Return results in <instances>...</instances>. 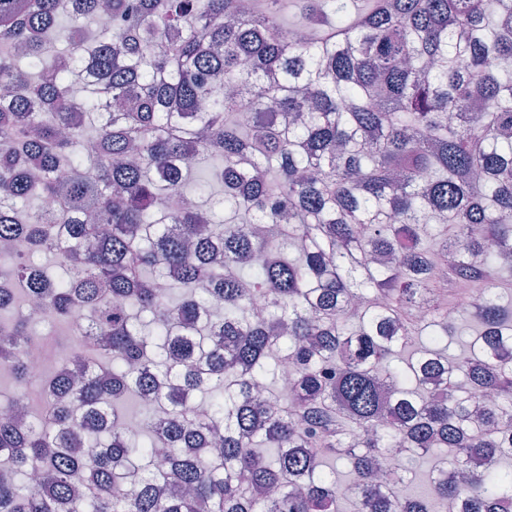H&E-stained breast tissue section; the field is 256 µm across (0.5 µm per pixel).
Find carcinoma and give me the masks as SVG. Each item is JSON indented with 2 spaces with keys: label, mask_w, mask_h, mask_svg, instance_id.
<instances>
[{
  "label": "carcinoma",
  "mask_w": 512,
  "mask_h": 512,
  "mask_svg": "<svg viewBox=\"0 0 512 512\" xmlns=\"http://www.w3.org/2000/svg\"><path fill=\"white\" fill-rule=\"evenodd\" d=\"M298 2L0 0V512H512V0ZM69 338V331L66 326L60 325L54 336L48 337L45 339V347L48 352L52 353L55 349V346L60 343H65ZM84 344V338L82 336H70L68 344L63 348L61 356L68 353L73 352L80 349Z\"/></svg>",
  "instance_id": "1"
}]
</instances>
